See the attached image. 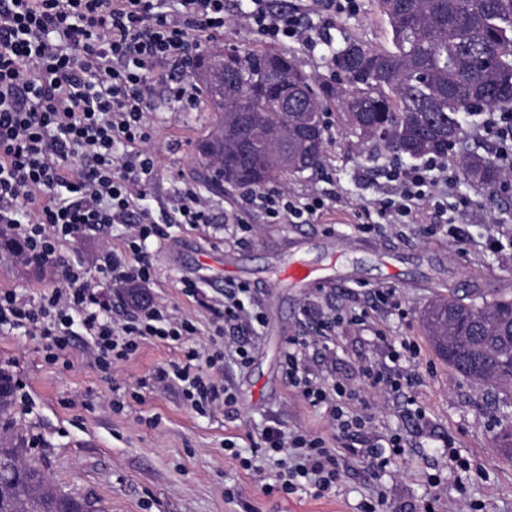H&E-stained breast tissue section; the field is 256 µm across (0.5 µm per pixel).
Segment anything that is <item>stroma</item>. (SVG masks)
Masks as SVG:
<instances>
[{"mask_svg":"<svg viewBox=\"0 0 512 512\" xmlns=\"http://www.w3.org/2000/svg\"><path fill=\"white\" fill-rule=\"evenodd\" d=\"M272 6L300 10L314 34V46L284 45L312 75H331L329 44L346 38L372 48L390 44L376 0H357L353 11L329 20L309 0H273ZM251 8L250 0H224V31L204 38L205 49L266 48L249 22ZM146 119L154 172L143 205L158 231L150 244L154 278L146 288L155 303L195 325V344L205 352L225 329L220 313L225 287L246 285V304L264 317L256 328V346L246 364L227 355L210 368L234 399L201 414L181 387L152 386L159 370L182 362L180 344L144 338L135 352L104 371L90 364L84 337H72L64 358L53 364L40 337L0 332V364L8 366L18 385L15 412L34 438L31 459L64 491L96 500L106 512H360L365 501L377 497L384 500V512H418L426 500L433 512H457L463 501L480 503L482 512H512V461L496 443L512 416V397L452 374L432 351L421 320L433 300L451 292L488 299L512 295V173L488 189L458 178L452 165L453 194L433 187V196L445 205L459 197L471 203L460 242L430 207L411 223L394 224L378 213L363 221L362 208L391 192V170L412 161L375 150L351 132L343 113L330 112L324 117L328 145L321 168L272 184L299 199L326 197L325 208L310 223L274 224L255 209L244 224L192 226L180 223L171 207L172 196L185 185L201 188L218 214L242 202V190L215 192L201 176L195 145L215 117L199 104L182 108L161 86ZM107 249L130 258L122 225L59 244L66 261L93 271L91 285L108 296L112 319L119 323L127 309L118 285L96 272ZM336 251L349 284L337 283L331 270ZM213 256L222 257L225 268L206 265ZM292 261L312 270L313 287L277 281L279 266ZM192 283L197 292L189 291ZM55 286L43 270L0 259V292L37 299ZM381 288L393 290L389 302L378 300ZM338 313L360 315L363 322L327 335L326 347L309 349L308 364L314 373L358 391L352 407L371 422L349 436L338 434L326 406H312L289 386L284 370L289 340L323 334L322 317ZM404 340L416 345L418 357L392 363L391 347ZM370 364L390 372L402 369L412 381L398 390L370 386L362 376ZM275 424L342 449L330 494L317 496L308 485L289 494L265 491L264 479L277 467L262 455L260 433ZM393 434L402 440V453L382 478H373L356 451ZM228 442L252 468L231 457L224 448ZM452 453L465 468L449 461Z\"/></svg>","mask_w":512,"mask_h":512,"instance_id":"35a3bbf8","label":"stroma"}]
</instances>
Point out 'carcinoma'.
Wrapping results in <instances>:
<instances>
[{
    "instance_id": "cac0c4a2",
    "label": "carcinoma",
    "mask_w": 512,
    "mask_h": 512,
    "mask_svg": "<svg viewBox=\"0 0 512 512\" xmlns=\"http://www.w3.org/2000/svg\"><path fill=\"white\" fill-rule=\"evenodd\" d=\"M392 47L350 40L331 50L332 76L307 74L286 51H211L212 79L204 105L217 114L196 143L208 181L218 189L263 190L283 176L318 169L326 150L324 112L347 115L352 130L392 158H446L452 152L466 181L492 187L496 162L471 151L459 120L463 112H512V0H378ZM285 62L281 79L304 77L308 93L292 111L237 91L274 76L270 61ZM302 160L286 170L276 155ZM139 284L121 292L137 309ZM435 354L464 380L512 393V297L475 301L450 295L424 311ZM14 377L0 366V512H104L97 502L62 490L42 467L26 459L28 432L14 413Z\"/></svg>"
}]
</instances>
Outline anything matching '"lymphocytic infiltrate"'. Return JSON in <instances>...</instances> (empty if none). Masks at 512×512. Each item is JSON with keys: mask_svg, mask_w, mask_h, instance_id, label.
<instances>
[{"mask_svg": "<svg viewBox=\"0 0 512 512\" xmlns=\"http://www.w3.org/2000/svg\"><path fill=\"white\" fill-rule=\"evenodd\" d=\"M253 2L249 19L266 39L312 43L297 15L272 10L269 0ZM223 30L224 0H0V229L25 243L22 261L38 263L61 282L37 301L1 291L0 330L44 337L54 361L81 334L91 359L104 370L113 358L136 351L142 338L183 342V362L159 371L153 383H182L186 399L200 412L223 404L228 390L206 374L214 359L194 347V324L157 304L114 323L104 293L91 288L81 266L63 264L58 243L76 232L106 233L123 225L133 259L107 254L100 273L119 283L150 278L154 219L139 202L154 170L146 114L158 68L168 62L180 69L182 78L169 95L193 105L190 65L201 50L198 35ZM437 168L430 162L399 170L391 197L377 200V208L390 211L397 224L413 218L430 201L429 174ZM248 202L277 222L313 216L325 207L321 196L297 202L282 192L254 193ZM246 292L241 286L224 295V320L238 330L228 349L243 361L250 352L243 335L262 321L245 307ZM320 342L317 336L290 340L288 383L310 404L327 405L342 435L359 432L368 417L348 411L355 391L308 367L307 351ZM260 438L267 458L289 459L276 474V490L289 493L307 480L319 493L331 491L339 457L321 437L267 426Z\"/></svg>", "mask_w": 512, "mask_h": 512, "instance_id": "1", "label": "lymphocytic infiltrate"}]
</instances>
